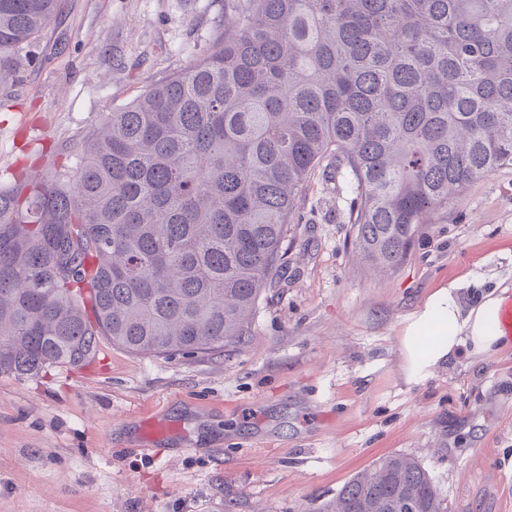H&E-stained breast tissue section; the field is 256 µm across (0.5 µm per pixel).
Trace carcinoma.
<instances>
[{
  "label": "carcinoma",
  "mask_w": 512,
  "mask_h": 512,
  "mask_svg": "<svg viewBox=\"0 0 512 512\" xmlns=\"http://www.w3.org/2000/svg\"><path fill=\"white\" fill-rule=\"evenodd\" d=\"M58 0H0V87ZM198 59L82 136L74 166L0 186V371L80 369L251 336L317 171L393 270L430 214L512 166V0H224ZM315 512H447L390 455Z\"/></svg>",
  "instance_id": "cac0c4a2"
}]
</instances>
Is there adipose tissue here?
<instances>
[{"mask_svg": "<svg viewBox=\"0 0 512 512\" xmlns=\"http://www.w3.org/2000/svg\"><path fill=\"white\" fill-rule=\"evenodd\" d=\"M462 287V282L453 280L435 289L408 317L400 336L406 382L430 378L437 368L455 361L460 351L484 358L512 346V332L498 321L512 291L495 287L468 305Z\"/></svg>", "mask_w": 512, "mask_h": 512, "instance_id": "obj_1", "label": "adipose tissue"}]
</instances>
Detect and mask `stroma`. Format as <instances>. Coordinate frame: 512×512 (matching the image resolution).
I'll return each mask as SVG.
<instances>
[{
    "mask_svg": "<svg viewBox=\"0 0 512 512\" xmlns=\"http://www.w3.org/2000/svg\"><path fill=\"white\" fill-rule=\"evenodd\" d=\"M223 18L221 0H60L0 88V184L75 163L81 132L191 63ZM351 198L310 180L248 343L155 357L104 338L82 369L0 373V512H313L392 454L425 467L448 512H512V347L410 384L399 344L448 281L467 277L468 299L512 286V168L388 272L355 257ZM147 413L172 428L163 456L138 437Z\"/></svg>",
    "mask_w": 512,
    "mask_h": 512,
    "instance_id": "35a3bbf8",
    "label": "stroma"
}]
</instances>
